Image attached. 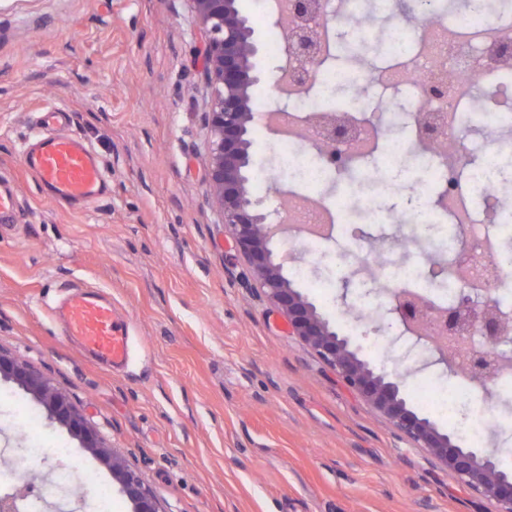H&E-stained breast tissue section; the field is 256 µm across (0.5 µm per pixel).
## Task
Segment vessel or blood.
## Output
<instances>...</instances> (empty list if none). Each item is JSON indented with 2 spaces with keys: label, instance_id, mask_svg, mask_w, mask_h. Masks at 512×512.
Masks as SVG:
<instances>
[{
  "label": "vessel or blood",
  "instance_id": "vessel-or-blood-1",
  "mask_svg": "<svg viewBox=\"0 0 512 512\" xmlns=\"http://www.w3.org/2000/svg\"><path fill=\"white\" fill-rule=\"evenodd\" d=\"M24 166L39 178L43 196L85 206L100 199L107 179L96 154L82 140L56 132L40 135L23 154ZM63 336L98 364L120 367L129 356L127 321L111 300L89 291L70 292L59 312Z\"/></svg>",
  "mask_w": 512,
  "mask_h": 512
}]
</instances>
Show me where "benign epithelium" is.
Masks as SVG:
<instances>
[{
	"label": "benign epithelium",
	"mask_w": 512,
	"mask_h": 512,
	"mask_svg": "<svg viewBox=\"0 0 512 512\" xmlns=\"http://www.w3.org/2000/svg\"><path fill=\"white\" fill-rule=\"evenodd\" d=\"M201 22L204 41V69L212 89L207 112L211 134L209 183L211 193L222 209L224 229L239 244L254 279L268 299L288 318L294 335L309 345L330 366L350 390L361 395L416 447L424 449L443 464L459 482L472 488L493 507V512H512V474L501 470L491 453L463 446L457 436L445 433L429 419L411 409L401 392V381L376 370L360 355L353 340L339 333L299 289L285 271L288 255L278 250L284 223V198L255 196L251 184L252 142L250 129L257 111L256 88L270 84L281 92L277 75L258 67L261 45L238 0H191ZM320 0H289L288 15L293 19L285 47L287 56L301 62L290 80L300 91L314 77L318 60L317 36L309 24L320 14ZM330 140L352 138V127L343 114L319 112L311 118ZM424 140L438 137L437 119L418 117ZM393 311L403 316L409 307L424 306L422 298L404 290L394 293ZM507 319L490 289H483V300L461 298L448 311V332L465 341L478 332L486 346L471 353L460 366L453 351L437 348L440 361L451 375L462 374L487 390L498 369L501 356L497 347L511 340ZM8 379L40 404L49 417L77 439L81 447L104 462L112 472L119 492L131 503L132 512H165L155 495L145 487L137 471L121 455L107 447L97 431L73 406L67 395L47 376L27 362L0 349V378Z\"/></svg>",
	"instance_id": "benign-epithelium-1"
}]
</instances>
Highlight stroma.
<instances>
[{
  "mask_svg": "<svg viewBox=\"0 0 512 512\" xmlns=\"http://www.w3.org/2000/svg\"><path fill=\"white\" fill-rule=\"evenodd\" d=\"M191 0H0V178L18 207L0 226V348L52 377L105 443L138 467L164 512H490L446 467L351 392L259 288L208 193L211 89ZM50 107L97 154L109 189L87 207L45 199L22 165ZM375 182L328 175L309 196L378 195L388 223L342 243L300 249L294 285L331 321L363 299L391 320L394 283L358 289L350 272L407 267L406 250L438 259L411 222L412 164L378 150ZM401 181L400 194L381 192ZM74 285L101 292L131 321L130 359L116 371L65 338L50 310ZM365 357L403 379L410 405L451 431L425 386L450 374L402 326L353 331ZM0 470L28 477L19 448L41 443L42 496L30 512H95L106 466L16 384L0 380ZM481 450L512 473V387L474 393ZM66 456H57V449Z\"/></svg>",
  "mask_w": 512,
  "mask_h": 512,
  "instance_id": "1",
  "label": "stroma"
}]
</instances>
